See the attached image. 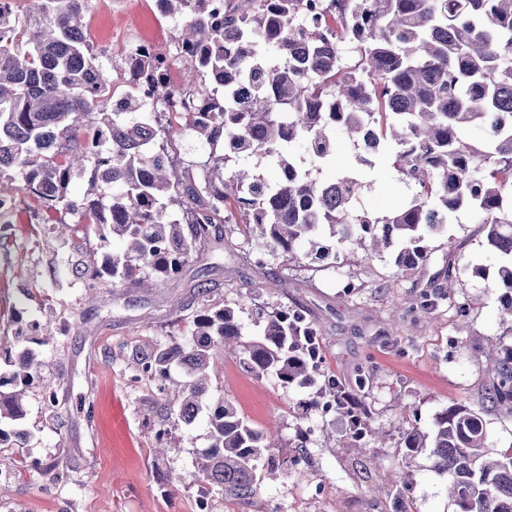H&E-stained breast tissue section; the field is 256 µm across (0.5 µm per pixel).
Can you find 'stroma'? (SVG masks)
<instances>
[{
	"label": "stroma",
	"mask_w": 512,
	"mask_h": 512,
	"mask_svg": "<svg viewBox=\"0 0 512 512\" xmlns=\"http://www.w3.org/2000/svg\"><path fill=\"white\" fill-rule=\"evenodd\" d=\"M89 43L108 74L121 58L119 43L146 42L168 50L180 24L164 17L155 0H88ZM366 208L386 214L410 198L415 188L399 180L386 159L361 174ZM9 223H0V368L5 352L17 349L13 336L54 315L68 333L45 346L59 370L41 383L56 388L58 417H46L38 395L28 398L27 447L12 449L15 460L38 458L57 465L69 481H49L30 471L7 469L0 480L11 484L0 512H194L196 485L172 490L167 475L193 470L197 451L209 444L206 422L180 426L185 440L166 455L155 456L153 385L131 384L139 348L190 333L193 314L204 302L231 303L243 312L246 340L259 332L256 308L302 310L322 329L320 376L336 377L347 391L356 389V370L367 364L374 380L367 395L376 426L387 434L383 448H347L345 423L337 415L310 413L299 419V399L307 389L282 387L274 379L244 370L237 357L219 358L211 376L212 400H226L253 427L278 421L285 456H294L296 424L307 430L302 479H265L243 512H372L375 502L409 495L415 512H455L446 492L447 478L435 472L427 455L415 457L406 483L387 482L371 494L375 470L392 472L403 456L399 406L409 403L421 428L455 403L480 405L488 379L489 343L512 348V317H503L497 288L498 259L487 246L475 213H459L448 234L430 240L432 256L416 280L398 279L390 255L366 262L349 258L341 270L282 261L263 255L257 241L226 227L223 243H213L173 279L151 291L98 285L96 305L84 301V284L71 271L76 253L100 259L118 253L120 240L100 248L97 238L82 245L42 231L52 217L23 190H11ZM456 269V299L465 317L443 306L433 319L411 324L405 312L419 287L446 266ZM482 275H474L473 266ZM356 291H347V282Z\"/></svg>",
	"instance_id": "stroma-1"
}]
</instances>
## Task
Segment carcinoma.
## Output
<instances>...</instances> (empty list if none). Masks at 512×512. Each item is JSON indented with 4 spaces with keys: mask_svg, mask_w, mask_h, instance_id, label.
Segmentation results:
<instances>
[{
    "mask_svg": "<svg viewBox=\"0 0 512 512\" xmlns=\"http://www.w3.org/2000/svg\"><path fill=\"white\" fill-rule=\"evenodd\" d=\"M163 16L183 20L177 51L140 43L120 67L161 104L154 112L120 96L87 40L88 0H0V180H19L39 207L58 214L63 237H119L121 254L78 271L88 301L100 280L150 288L180 273L192 255L224 228L262 241L290 264L309 259L332 268L344 249L367 260L391 254L407 278L431 259L426 240L448 230L461 211L478 214L487 245L499 257L497 287L512 295V0H161ZM186 65L199 78L177 86L168 73ZM482 125L480 145L464 131ZM374 167L393 153L399 178L414 184L407 203L385 215L354 209L363 182L355 174L330 181L312 176L291 152L299 145L314 163L333 153L336 131ZM187 131L209 150L210 176L186 175L173 150ZM242 155L267 158L272 182L235 167ZM90 172L91 189L77 202L70 185ZM78 216L75 223L65 220ZM304 244L306 251L298 252ZM445 269L406 314L438 311L455 295ZM246 324L226 303L193 315L188 337L172 336L136 353L131 381L158 386L155 453L178 448L176 425L206 416L209 447L195 460L194 480L236 501L256 495L262 474L288 475L280 426L256 429L228 401L207 402L214 355L232 352L242 367L284 387L312 382L322 358V331L299 309L275 308L259 339L242 344ZM0 373V444L23 448L28 393L49 366L30 346ZM174 366L188 380L176 382ZM480 407L445 408L431 431L405 408L404 478L410 460L428 452L449 476L457 512H512V453L486 458L489 408L512 415V352H497ZM373 368H358L359 396L348 402L334 377L302 407H334L354 448L374 434L364 394ZM43 410L59 415L53 389Z\"/></svg>",
    "mask_w": 512,
    "mask_h": 512,
    "instance_id": "1",
    "label": "carcinoma"
}]
</instances>
